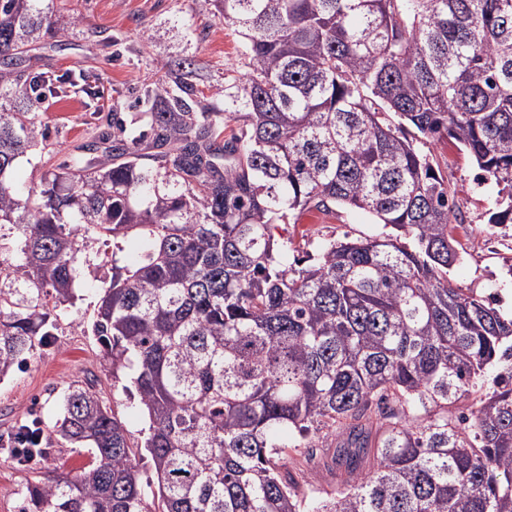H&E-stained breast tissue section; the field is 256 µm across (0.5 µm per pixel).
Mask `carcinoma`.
Wrapping results in <instances>:
<instances>
[{
  "label": "carcinoma",
  "mask_w": 512,
  "mask_h": 512,
  "mask_svg": "<svg viewBox=\"0 0 512 512\" xmlns=\"http://www.w3.org/2000/svg\"><path fill=\"white\" fill-rule=\"evenodd\" d=\"M194 2L242 38L240 68L208 99L194 60L167 62L140 90L145 147L118 125L23 191L40 97L77 78L24 87L61 22L53 0H0V378L81 277L102 283L92 331L147 412L161 502L82 385L45 439L88 464L18 512H512V318L450 282L455 191L416 146L453 140L497 187L488 223H512V0ZM332 203L402 235L288 262L276 226ZM331 440L347 479L301 489L286 450L308 464Z\"/></svg>",
  "instance_id": "cac0c4a2"
}]
</instances>
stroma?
I'll use <instances>...</instances> for the list:
<instances>
[{
	"instance_id": "35a3bbf8",
	"label": "stroma",
	"mask_w": 512,
	"mask_h": 512,
	"mask_svg": "<svg viewBox=\"0 0 512 512\" xmlns=\"http://www.w3.org/2000/svg\"><path fill=\"white\" fill-rule=\"evenodd\" d=\"M54 4L61 20L75 16L80 25L66 31L65 50L47 45L36 49L34 71L93 74L102 97L93 103L80 93L65 102H43L47 158L78 156L80 146L89 143L93 134L111 132L113 121L130 125L139 110L138 90L156 80L168 60L194 58L205 76L200 84L204 90L240 61L239 36L213 15L199 12L194 0H54ZM183 25L200 31V38L183 40L179 32ZM87 27L119 36L122 42L105 47L84 38ZM419 148L438 162L455 189L463 219L455 232L461 258L449 274L453 285L468 294L501 296L504 313H511L512 226L488 221L496 187L479 183L476 166L453 140L423 139ZM279 232L293 237L295 255L302 258L317 253L324 241L369 238L388 234L389 229L365 211L337 205L329 214L294 211ZM81 295L74 306L61 310L53 336L0 381V512H18L27 482L61 473L75 475L87 464V453L64 441L27 463L19 462L12 452L19 426L51 424L72 382L95 384L124 423L131 444H143L148 434L149 422L138 398L125 390L127 377L113 376L101 364V346L92 332L100 293L86 288Z\"/></svg>"
}]
</instances>
